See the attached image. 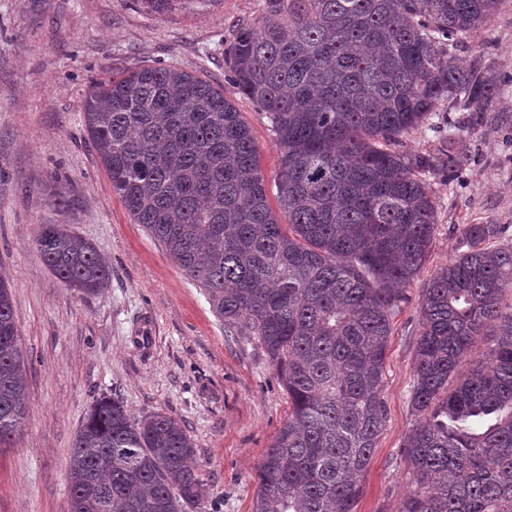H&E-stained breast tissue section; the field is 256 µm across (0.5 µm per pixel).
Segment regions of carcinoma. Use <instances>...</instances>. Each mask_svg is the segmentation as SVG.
<instances>
[{
  "mask_svg": "<svg viewBox=\"0 0 512 512\" xmlns=\"http://www.w3.org/2000/svg\"><path fill=\"white\" fill-rule=\"evenodd\" d=\"M500 0H265L277 21L241 24L228 80L265 113L280 154L269 203L251 131L224 88L176 66L96 82L84 126L134 223L203 288L224 335L263 350L288 417L258 465L254 512H354L385 422L394 318L424 267L437 203L428 176L456 173L452 149L401 138L448 102L494 94L453 51ZM288 223H279L278 217ZM468 224L467 250L438 271L420 308L416 426L403 454L413 489L399 512H512V246ZM35 250L67 287L97 295L109 264L67 224ZM497 328L485 358L460 371ZM26 366L0 279V446L26 413ZM194 443L165 412L97 399L69 456L67 512H186L206 488Z\"/></svg>",
  "mask_w": 512,
  "mask_h": 512,
  "instance_id": "carcinoma-1",
  "label": "carcinoma"
}]
</instances>
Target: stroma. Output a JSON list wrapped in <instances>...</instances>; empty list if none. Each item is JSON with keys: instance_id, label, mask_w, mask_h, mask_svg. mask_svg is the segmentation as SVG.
Segmentation results:
<instances>
[{"instance_id": "stroma-1", "label": "stroma", "mask_w": 512, "mask_h": 512, "mask_svg": "<svg viewBox=\"0 0 512 512\" xmlns=\"http://www.w3.org/2000/svg\"><path fill=\"white\" fill-rule=\"evenodd\" d=\"M263 0L179 5L159 15L142 0H0V278L11 285L28 388L20 431L0 448V512H66L68 458L92 402L124 401L138 416L185 424L208 490L200 512H252L256 467L288 416V397L260 348L227 340L202 288L133 223L84 131L95 80L171 64L222 85L248 123L268 191L279 151L264 113L224 78L238 25ZM494 86L479 112L434 115L405 149L450 142L463 166L431 178L437 224L429 259L395 318L385 363L386 423L355 512H397L409 482L402 446L416 422L409 403L419 307L433 275L465 251L468 224H497L512 245V0L455 53ZM44 224H66L108 261L102 293L66 288L40 259Z\"/></svg>"}]
</instances>
